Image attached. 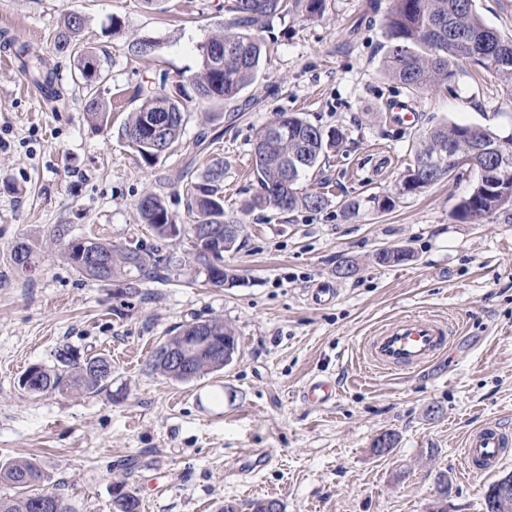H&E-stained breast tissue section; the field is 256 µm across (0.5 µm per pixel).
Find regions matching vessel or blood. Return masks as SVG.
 <instances>
[{"label": "vessel or blood", "instance_id": "obj_1", "mask_svg": "<svg viewBox=\"0 0 512 512\" xmlns=\"http://www.w3.org/2000/svg\"><path fill=\"white\" fill-rule=\"evenodd\" d=\"M449 326L424 315H409L387 323L369 336L365 350L372 364L387 372L413 371L426 366L444 350ZM507 435L489 422L473 430L464 442L467 474L488 475L503 458Z\"/></svg>", "mask_w": 512, "mask_h": 512}]
</instances>
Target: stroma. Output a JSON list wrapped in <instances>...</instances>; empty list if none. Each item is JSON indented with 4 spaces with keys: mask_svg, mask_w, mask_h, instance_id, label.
Listing matches in <instances>:
<instances>
[{
    "mask_svg": "<svg viewBox=\"0 0 512 512\" xmlns=\"http://www.w3.org/2000/svg\"><path fill=\"white\" fill-rule=\"evenodd\" d=\"M393 2L327 0L321 16L273 21L257 81L231 104L189 102L182 138L149 166L122 134L136 89L199 70L224 0H0V42L11 45L0 62V138L10 144L0 152L1 461L35 459L71 512H112L122 482L141 512H220L225 501L265 497L285 512H427L442 474L453 485L448 512H482L489 482L463 478L462 448L487 421L512 433V220L454 217L476 180L466 168L415 195L398 186L413 142L433 125L511 133L512 92L468 64L448 87L419 93L388 78L383 23ZM69 12L83 16L80 42L105 76L101 121L82 109L77 57L52 51ZM141 37L160 44L147 62L129 49ZM30 52L54 71L53 99L19 67ZM394 99L415 104V122L387 112ZM282 112L345 134L321 178L302 181L324 194L320 210L250 206L256 134ZM217 160L224 210L245 226L241 248L224 256L235 285L207 283L187 234L170 244L183 261L173 280L133 286L87 279L45 248L60 225L119 247L158 245L136 201L158 194L176 224H190L175 176L187 166L203 176ZM372 195L394 204L375 208ZM19 240L34 248L32 271L9 258ZM383 246L412 257L378 265ZM347 259L357 273L337 276ZM324 283L334 294L320 300ZM411 314L451 324L446 353L415 372L370 373L366 336ZM214 317L237 331L231 365L189 382L151 370V352L173 328ZM64 346L111 358L108 386L23 393L21 374L54 365ZM316 377L334 382L330 401L304 399ZM385 432L398 442L380 455L372 444ZM247 448L266 451L269 466L243 473Z\"/></svg>",
    "mask_w": 512,
    "mask_h": 512,
    "instance_id": "obj_1",
    "label": "stroma"
}]
</instances>
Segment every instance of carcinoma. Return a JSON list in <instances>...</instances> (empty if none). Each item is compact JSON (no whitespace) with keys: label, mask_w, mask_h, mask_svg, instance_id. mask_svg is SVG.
I'll return each mask as SVG.
<instances>
[{"label":"carcinoma","mask_w":512,"mask_h":512,"mask_svg":"<svg viewBox=\"0 0 512 512\" xmlns=\"http://www.w3.org/2000/svg\"><path fill=\"white\" fill-rule=\"evenodd\" d=\"M325 9V0H225L224 11L229 14L222 30L200 46V70L189 78L196 97L214 102H230L253 84L261 70L263 42L261 33L271 20L290 15L310 19ZM84 18L74 13L65 15L52 38V50L57 54L77 52L78 36ZM388 49L384 58L387 74L404 88L419 92L448 84L457 74L460 63L469 60L491 69L499 79L512 89V38H503L482 19L475 0H394L393 8L385 22ZM222 50L224 54L216 56ZM82 77L86 82L84 111L88 118L99 120L104 116L98 65L96 57L81 52ZM136 98L139 105L123 127V135L130 145L152 166L155 148L149 136L143 133V119L149 113H158L168 122L166 143H177L186 124L183 102L165 91V86L141 85ZM289 128V137L279 140L270 149L259 144L254 147L253 168L259 192L250 203L284 213L299 207L309 210L322 208L325 197L321 193L299 188L302 175L321 167L328 161L329 150L338 147L343 134L338 130L326 131L307 118L290 115L276 117L257 132L260 141L277 123ZM507 139L512 151V134L505 137L479 126L443 123L420 134L415 142L413 164L402 176L403 192H421L442 177L450 176L458 168L454 157L469 156L479 167L475 168L477 180L468 196L455 206L456 217L462 222L477 223L501 211L512 209V160L503 163L502 139ZM176 181L184 184L188 211L193 216L187 232L193 233L197 224L237 227L238 234L226 242L224 251L238 248L243 227L224 213V167L218 163L206 174L196 179L188 178L182 171ZM142 223L149 225L162 240L167 239V226L172 223L163 198L157 194L141 197L135 204ZM93 246L103 260L98 266L86 263L82 244ZM48 247L56 248L77 271L98 281H107L123 273H134L140 281H169L178 270V259L171 252L156 246L149 250L139 247L118 248L98 238L83 241L68 237L67 230L57 228L49 238ZM197 261L209 279L224 277L235 282L238 275L231 270H220L211 264L209 255L199 249ZM10 260L17 267L33 262V250L24 240L10 249ZM206 331L228 344L237 342L234 328L220 318L206 320ZM195 335L192 325H180L152 352L151 368L176 381H190L220 367L205 356L194 360L193 376L173 371L164 358L166 351L181 345ZM56 364L38 366L37 378L41 386L32 391L81 392L95 394L107 386L112 375L94 371L98 362L112 360L93 355L85 359L71 348L58 349ZM0 482L16 489L12 497L0 498V512H69L68 506L55 492L43 487L44 476L32 459H13L0 463ZM451 484L447 475L438 477V497L429 512H448V490ZM112 512H141V501L135 491L125 484L115 485Z\"/></svg>","instance_id":"obj_1"}]
</instances>
